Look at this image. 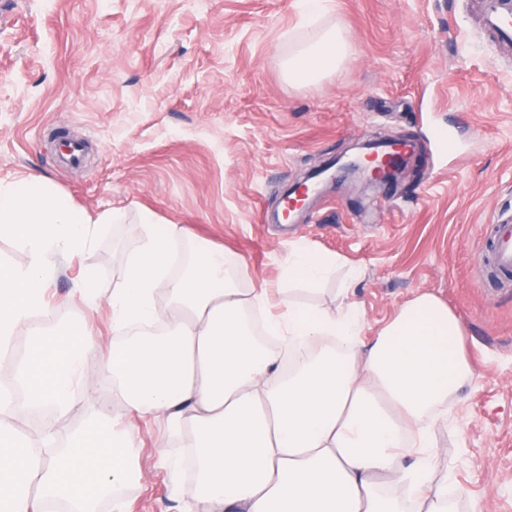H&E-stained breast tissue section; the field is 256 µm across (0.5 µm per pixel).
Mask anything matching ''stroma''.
Returning a JSON list of instances; mask_svg holds the SVG:
<instances>
[{
    "instance_id": "1",
    "label": "stroma",
    "mask_w": 512,
    "mask_h": 512,
    "mask_svg": "<svg viewBox=\"0 0 512 512\" xmlns=\"http://www.w3.org/2000/svg\"><path fill=\"white\" fill-rule=\"evenodd\" d=\"M341 26L352 47L334 73L289 84L294 47ZM56 131L88 142L82 168L59 162ZM415 148L397 184L360 192L337 173L291 224H265L287 186L368 138ZM46 177L91 215L120 212L96 244L62 265L54 330L90 322L116 343L106 300L143 213L242 256L246 288L327 308L357 270L349 300L364 341L421 292L456 315L474 379L434 432L435 480L456 512H512V288L480 263L486 226L512 216V47L480 23L477 0H334L316 21L300 0H0V181ZM393 205L362 223L369 202ZM336 256L311 292L281 289L295 243ZM97 280L87 314L76 284ZM142 483L115 490L126 512H185L184 450L162 464L161 430L139 422Z\"/></svg>"
}]
</instances>
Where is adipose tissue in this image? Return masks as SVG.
I'll return each mask as SVG.
<instances>
[{"label": "adipose tissue", "mask_w": 512, "mask_h": 512, "mask_svg": "<svg viewBox=\"0 0 512 512\" xmlns=\"http://www.w3.org/2000/svg\"><path fill=\"white\" fill-rule=\"evenodd\" d=\"M350 51L341 27L325 29L289 54L288 80L319 79ZM117 219L90 216L43 177L0 182V237L27 254L22 266L0 265V512H52L59 503L98 512L112 489L143 478L134 466L143 419L163 430L159 458L171 437L193 449L197 481L184 496L194 512H448V484L432 477L433 431L473 371L463 327L435 295H415L369 343L351 303L291 304L268 313L266 330L279 340L270 347L248 319L267 310L269 296L241 287V256L197 245L185 271L172 273L183 230L157 233L147 213L109 298L123 343L105 346L84 326L32 328V316L54 305L47 290L60 261L87 252ZM336 265L299 243L282 276L315 287ZM25 329L32 339L19 359L11 350ZM91 352L122 411L94 409L72 429L69 413L93 394L83 370ZM14 387L28 406L53 412L22 437L7 419ZM392 486L404 497L390 495Z\"/></svg>", "instance_id": "1"}]
</instances>
